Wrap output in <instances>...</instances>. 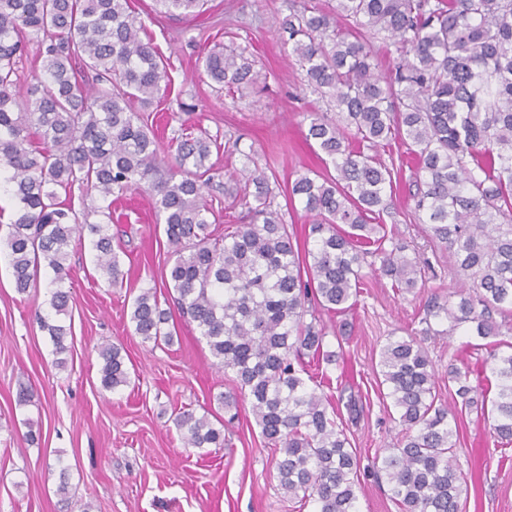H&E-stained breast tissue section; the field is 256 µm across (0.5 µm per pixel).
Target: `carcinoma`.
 <instances>
[{
	"label": "carcinoma",
	"mask_w": 512,
	"mask_h": 512,
	"mask_svg": "<svg viewBox=\"0 0 512 512\" xmlns=\"http://www.w3.org/2000/svg\"><path fill=\"white\" fill-rule=\"evenodd\" d=\"M164 13L194 16L205 0H155ZM350 22L343 28L337 18ZM279 29L288 34L306 86L336 110L307 116L306 137L331 161L336 176L309 170L289 190L317 223L302 251L274 207L268 173L250 168L251 152L235 146L253 192L238 198V224L218 238L206 195L233 189L215 181L209 164L217 140L202 132L175 139L172 153L131 102L152 104L170 77L157 47L141 37L130 0H0V163L9 171L18 209L0 242L15 289L28 293L41 266L55 274L51 306L67 312L62 283L72 243L91 239L97 270L113 285L121 275L112 246V194L147 190L171 248L166 275L183 319L195 324L216 367L234 374L262 437L279 453L278 487L316 512H356L360 457L350 448L332 395L309 385L304 359L330 364L316 309L343 313L364 280L378 275L403 293L422 277L406 246L370 223L387 206L393 175L369 151L400 141L416 170L415 214L430 236L457 258L461 287L427 306L433 319L473 325L480 338L499 335L493 314H512V0H336L333 11L288 3ZM391 41L397 57L379 69L360 30ZM38 46L41 76L20 102L10 88L27 46ZM94 72L78 79L76 65ZM203 74L229 91L257 82L248 48L226 44L200 57ZM79 184L106 205L103 221L79 222L60 199ZM380 264L367 262V256ZM311 319H306V316ZM170 312L153 288L138 294L130 321L145 342L171 343ZM56 352L71 328L45 321ZM505 346L508 352H499ZM100 381L115 391L130 383L121 348L98 350ZM497 380L490 429L512 444V344H493ZM380 384L398 415L402 437L373 457L401 512H463L465 477L452 424L479 409L470 374L448 368L440 402L425 348L413 335L390 337L379 352ZM176 425L187 448L224 447V427L209 413L183 411Z\"/></svg>",
	"instance_id": "1"
}]
</instances>
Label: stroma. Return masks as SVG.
<instances>
[{"label": "stroma", "mask_w": 512, "mask_h": 512, "mask_svg": "<svg viewBox=\"0 0 512 512\" xmlns=\"http://www.w3.org/2000/svg\"><path fill=\"white\" fill-rule=\"evenodd\" d=\"M287 7L288 0H208L199 16L168 17L156 13L153 0L131 2L147 39L168 60L171 87L152 106L168 119L167 135L203 129L216 137L221 149L210 161L226 179L238 177L244 163L234 142L252 146L258 166L275 174L276 202L305 241L311 219L292 206L288 188L307 170L324 169L318 146L305 134L307 113L326 105L306 89L301 68L288 55L278 29ZM230 41L250 47L260 73L257 84L231 92L212 84L198 65L202 52ZM412 171L403 164L391 207L379 221L398 230L409 255L423 263L422 286L402 294L389 279L371 278L351 310L319 314L324 348L336 354L325 372L341 380L358 405L357 413H341L363 464L357 512H400L385 480L369 468L400 432L376 373L379 351L389 337L420 332L431 296L447 297L459 286L452 254L431 240L414 212ZM110 230L123 280L112 286L99 277L90 240L73 244L63 284L72 334L60 355L40 328L41 318L55 316L52 271L41 268L36 289L18 294L0 246V512H314V503L301 507L281 498L276 453L262 438L249 402L223 406L221 395L233 389L230 375L217 369L195 325L172 310L165 277L169 245L151 196L142 193L118 207ZM145 288L156 289L172 311V344L146 342L134 332L131 305ZM477 341L465 324L450 336L422 335L440 397L448 395L452 365L470 368L471 385L494 397L495 381L478 364L486 351ZM105 343L120 347L131 376L130 385L115 391L104 389L98 374V349ZM23 385L33 394L25 405L17 399ZM187 410L207 411L223 422L226 445L185 447L175 419ZM31 420L40 427L32 443L24 439ZM458 425L466 512H512V460L502 459L488 421L472 412ZM63 478L65 494L58 491Z\"/></svg>", "instance_id": "obj_1"}]
</instances>
